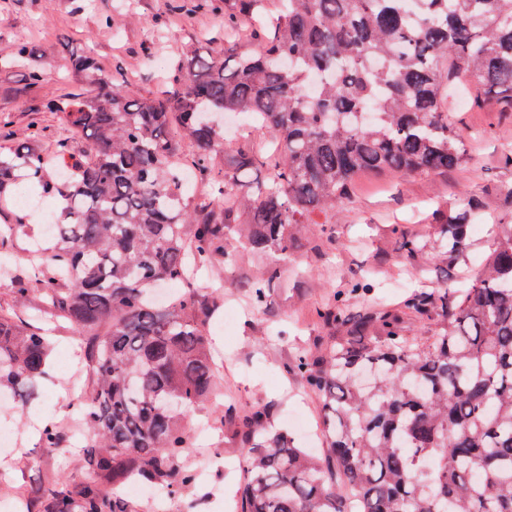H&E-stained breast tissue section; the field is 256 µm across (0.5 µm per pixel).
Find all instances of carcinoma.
I'll list each match as a JSON object with an SVG mask.
<instances>
[{
  "label": "carcinoma",
  "mask_w": 512,
  "mask_h": 512,
  "mask_svg": "<svg viewBox=\"0 0 512 512\" xmlns=\"http://www.w3.org/2000/svg\"><path fill=\"white\" fill-rule=\"evenodd\" d=\"M262 35L261 50L178 62L171 89L135 94L115 76L95 96L74 95L63 120L90 141L79 157L60 141L48 174L37 125L0 150V199L23 173L61 202L51 245L30 258L31 272L12 280L20 297L37 290L49 322H68L88 337L93 395L85 400V469L78 480H51L42 512H134L116 493L144 484L170 495L197 480L181 465L188 449L187 412L210 393L214 376L208 327L212 304L193 286L189 267L215 261L231 268L230 206L248 215L246 245L285 256L288 228L336 210L361 172L412 175L448 171L466 156L454 120L456 80L512 105V0H241L224 30L241 23ZM85 79L94 59L71 62ZM323 78L315 98L303 88ZM377 100L365 120L363 104ZM246 112L269 130L281 162L256 198L232 193L249 161L221 169L216 116ZM197 146L193 168L210 188L189 207L170 119ZM472 209L448 216L439 246L453 262L470 250ZM29 226L21 210L0 222V254ZM279 275L278 261L250 283L260 303ZM184 291L156 301L159 283ZM456 303L448 306V294ZM435 298L415 293L408 313ZM441 327L422 338L403 334L386 314L351 323L331 302L322 317L355 336L295 359L306 387L322 397L327 455L316 457L256 408L235 418L243 468L237 512H512V224L499 225L486 268L453 291L443 289ZM49 344L38 330L0 312V392L19 406L38 395ZM63 445L56 424L40 446ZM340 472L346 492L332 482ZM357 509L350 508L351 502Z\"/></svg>",
  "instance_id": "carcinoma-1"
}]
</instances>
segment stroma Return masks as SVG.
I'll use <instances>...</instances> for the list:
<instances>
[{
    "mask_svg": "<svg viewBox=\"0 0 512 512\" xmlns=\"http://www.w3.org/2000/svg\"><path fill=\"white\" fill-rule=\"evenodd\" d=\"M236 0H214L197 8L196 0H0V48L25 44L32 64L44 74L31 83L29 66L0 64V146L22 140L38 124L45 153L58 145L62 125L59 103L93 88L70 68L72 59L93 57L101 81L115 73L131 80L133 90L148 94L158 75L180 56L211 41L224 47V13L236 11ZM112 27L103 30L104 17ZM455 113L466 134L467 161L448 172L409 176L363 174L351 198L336 211L304 225L281 263L280 277L261 304L246 289L268 260L248 254L236 266L216 263L195 285L215 289L210 323L224 369L214 392L190 413L207 428L206 440L192 439L193 455L207 456L195 487L181 495L158 498L148 490L128 494L140 512H186L189 499H200L197 512H224V489L234 483L230 465L242 458L231 431L221 426L227 405L245 413L266 409L273 423L301 447L323 454L321 401L294 370L299 352L317 351L334 336L320 314L335 295H343L354 321L377 312L398 311L411 293L453 288L472 278L493 248L496 224L512 221V162L504 146L512 144V108L493 100L474 99L472 84L459 85ZM247 154L252 164V194L267 169L279 160L269 132L261 126L224 129V151L215 167ZM468 203L474 209L469 227L472 249L466 263L444 260L436 238L450 211ZM407 238L418 239L422 251L408 255ZM367 286L349 293L351 282ZM54 351L39 395L26 407L0 405V431L16 434L13 452H0V512L18 505V512H39V490L52 478L76 479L83 473V444L73 431L77 404L91 394L93 375L85 356L86 340L68 324L50 327ZM58 423L65 431L61 450L43 451L33 432L36 423Z\"/></svg>",
    "mask_w": 512,
    "mask_h": 512,
    "instance_id": "stroma-1",
    "label": "stroma"
}]
</instances>
